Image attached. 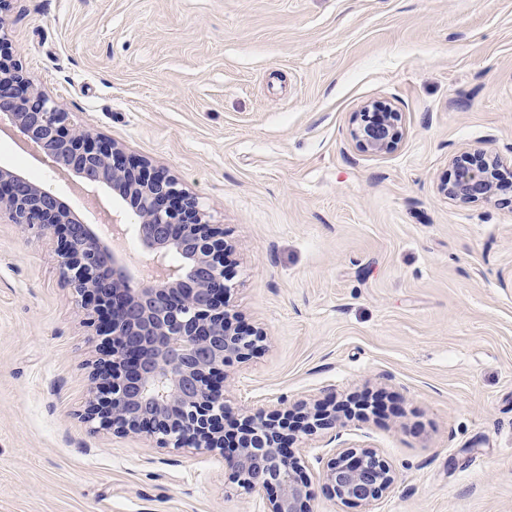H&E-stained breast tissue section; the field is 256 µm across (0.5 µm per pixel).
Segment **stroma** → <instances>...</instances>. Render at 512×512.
<instances>
[{
    "instance_id": "35a3bbf8",
    "label": "stroma",
    "mask_w": 512,
    "mask_h": 512,
    "mask_svg": "<svg viewBox=\"0 0 512 512\" xmlns=\"http://www.w3.org/2000/svg\"><path fill=\"white\" fill-rule=\"evenodd\" d=\"M0 27L72 124L168 170L223 227L226 301L266 339L225 369L239 416L332 399L395 473L310 512H512V184L438 191L464 152L512 174V0H12ZM400 113L360 151L362 106ZM0 165L79 205L12 130ZM102 339L52 236L0 223V512H265L221 457L81 417ZM399 112L382 102H372L362 107L356 118L357 126L352 137L363 152L387 154L397 148Z\"/></svg>"
}]
</instances>
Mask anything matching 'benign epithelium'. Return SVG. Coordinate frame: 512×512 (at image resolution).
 I'll use <instances>...</instances> for the list:
<instances>
[{"label":"benign epithelium","instance_id":"1","mask_svg":"<svg viewBox=\"0 0 512 512\" xmlns=\"http://www.w3.org/2000/svg\"><path fill=\"white\" fill-rule=\"evenodd\" d=\"M399 113L372 102L352 137L363 152L397 148ZM0 124L54 167L94 190L112 191L114 224H131L156 275L134 287L121 255L56 191L0 167V218L57 240L62 273L80 298L87 323L104 337L85 420L118 435H146L163 448H204L224 457L249 494L269 493L266 512H308L310 483L292 444L299 433L336 426L328 403L294 414L258 409L240 419L224 402V368L248 358L264 338L234 322L228 244L198 198L178 179L135 158L116 142L71 124L69 113L36 88L0 34ZM455 179L440 187L452 200L486 202L500 181L497 160L463 153ZM323 488L366 505L394 485L391 469L368 448L335 449Z\"/></svg>","mask_w":512,"mask_h":512}]
</instances>
